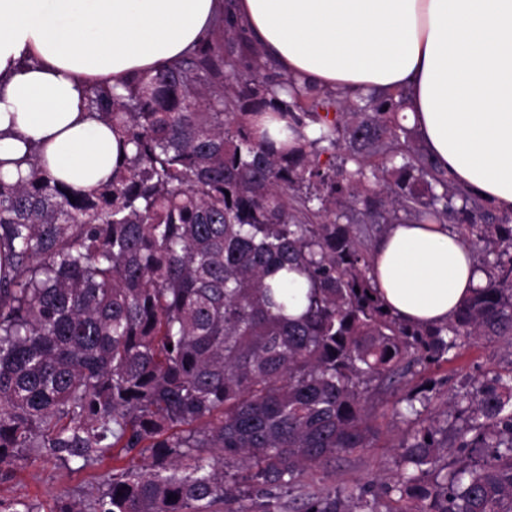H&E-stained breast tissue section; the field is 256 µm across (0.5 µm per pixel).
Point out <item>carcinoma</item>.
<instances>
[{"instance_id": "cac0c4a2", "label": "carcinoma", "mask_w": 512, "mask_h": 512, "mask_svg": "<svg viewBox=\"0 0 512 512\" xmlns=\"http://www.w3.org/2000/svg\"><path fill=\"white\" fill-rule=\"evenodd\" d=\"M215 29L124 94L90 87L132 148L107 183L69 186L33 152L0 170V480L128 458L56 512H512V369L461 385L451 434L417 409L436 383L412 385L475 338L512 348V212L439 172L403 92L266 81L257 47L244 78L235 27ZM406 223L452 224L479 256L486 284L446 323L382 311L371 246ZM376 389L414 416L394 476L284 499L372 446ZM307 282L303 277L295 273H288V298L296 295L297 299L288 302V318H297L302 314L306 307L305 294L307 292Z\"/></svg>"}]
</instances>
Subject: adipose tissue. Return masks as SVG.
<instances>
[{"mask_svg":"<svg viewBox=\"0 0 512 512\" xmlns=\"http://www.w3.org/2000/svg\"><path fill=\"white\" fill-rule=\"evenodd\" d=\"M227 17L291 76L355 99L404 91L428 154L457 187L512 210V0H0V168L36 152L74 187L121 161L86 106L175 63ZM384 307L442 323L486 283L444 224H396L371 256Z\"/></svg>","mask_w":512,"mask_h":512,"instance_id":"obj_1","label":"adipose tissue"}]
</instances>
